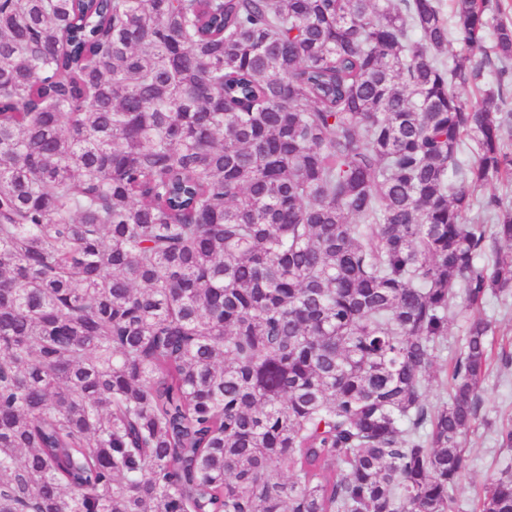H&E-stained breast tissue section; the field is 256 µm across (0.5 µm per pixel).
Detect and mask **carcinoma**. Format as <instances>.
Masks as SVG:
<instances>
[{"label":"carcinoma","mask_w":512,"mask_h":512,"mask_svg":"<svg viewBox=\"0 0 512 512\" xmlns=\"http://www.w3.org/2000/svg\"><path fill=\"white\" fill-rule=\"evenodd\" d=\"M494 8L0 0V512H453L512 291ZM466 322L462 318L451 319L448 323V345L437 353L436 370L427 383V401L431 405L439 404L446 399L445 390L439 385V379L435 377L442 376L443 372L448 371L450 359L458 349L459 342L465 334Z\"/></svg>","instance_id":"cac0c4a2"}]
</instances>
